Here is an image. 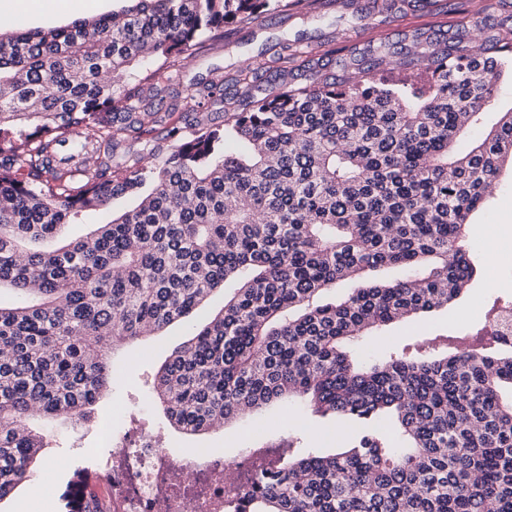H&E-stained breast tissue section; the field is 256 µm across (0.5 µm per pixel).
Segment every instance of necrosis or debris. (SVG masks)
Masks as SVG:
<instances>
[{"mask_svg": "<svg viewBox=\"0 0 512 512\" xmlns=\"http://www.w3.org/2000/svg\"><path fill=\"white\" fill-rule=\"evenodd\" d=\"M223 455L202 450L176 458L148 436L126 435L96 470L112 493V512H229L235 492Z\"/></svg>", "mask_w": 512, "mask_h": 512, "instance_id": "necrosis-or-debris-1", "label": "necrosis or debris"}]
</instances>
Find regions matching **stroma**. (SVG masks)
<instances>
[{
  "mask_svg": "<svg viewBox=\"0 0 512 512\" xmlns=\"http://www.w3.org/2000/svg\"><path fill=\"white\" fill-rule=\"evenodd\" d=\"M447 0H422L421 5L399 14L389 27L359 29L358 37L378 39L388 33L415 27L447 28ZM244 54L236 46L218 47L201 54L185 69V81L222 79L231 81ZM469 244L478 266V275L458 305L401 320L378 330L368 340V352L391 343L417 345L423 338L437 346L457 347L461 336L475 331L485 321L495 299L512 298V268L497 265L496 250L512 245V169L504 168L497 190L486 205L472 217ZM224 305L223 294H216L190 321L169 326L160 336H146L128 343L113 358V380L108 393L98 400L90 420L60 416L33 418L29 425L45 436V446L31 468L27 481L9 496L0 499V512H59V494L73 472L91 468L94 460L110 454V444L101 442L96 419L112 421L113 437H121L130 424L143 433L163 437L175 455L198 448H219L232 461L248 448L294 443L329 454L345 447L347 424L333 425L314 415L301 403H281L257 414L230 421L223 428L198 435H187L172 428L150 397L155 373L165 358L187 340L191 327L206 322Z\"/></svg>",
  "mask_w": 512,
  "mask_h": 512,
  "instance_id": "1",
  "label": "stroma"
}]
</instances>
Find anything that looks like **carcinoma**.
<instances>
[{"instance_id":"cac0c4a2","label":"carcinoma","mask_w":512,"mask_h":512,"mask_svg":"<svg viewBox=\"0 0 512 512\" xmlns=\"http://www.w3.org/2000/svg\"><path fill=\"white\" fill-rule=\"evenodd\" d=\"M116 0L48 30L0 23V500L30 477L34 416L85 420L112 384L114 350L190 317L233 280L223 310L163 363L151 397L200 434L299 400L351 425L342 452L293 443L255 470L235 512H512V343L482 328L454 354L396 344L357 366L346 346L456 303L474 280L471 217L512 162V108L463 149L512 66V0L448 29L344 39L418 0ZM317 19L224 82L182 83L183 56L241 35L261 14ZM342 41L323 57L304 42ZM416 70L389 83L383 74ZM306 73L304 82L297 73ZM184 112L163 110L167 95ZM159 129L161 142L144 140ZM112 220L52 250L88 213ZM399 267L395 280L369 273ZM347 281L342 296L323 295ZM397 420L392 444L383 421ZM88 481L61 498L90 512Z\"/></svg>"}]
</instances>
